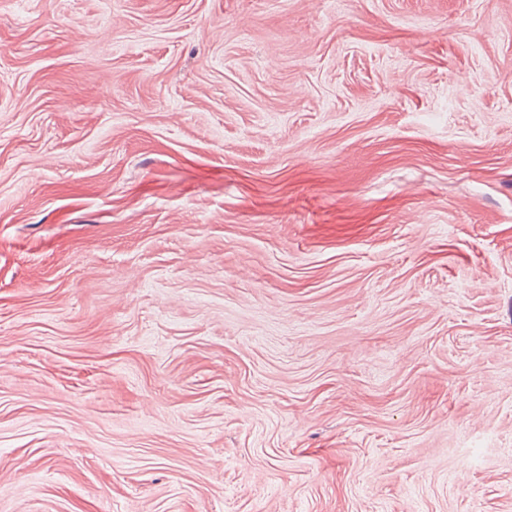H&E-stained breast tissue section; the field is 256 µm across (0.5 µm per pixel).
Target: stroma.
Here are the masks:
<instances>
[{"mask_svg": "<svg viewBox=\"0 0 512 512\" xmlns=\"http://www.w3.org/2000/svg\"><path fill=\"white\" fill-rule=\"evenodd\" d=\"M0 512H512V0H0Z\"/></svg>", "mask_w": 512, "mask_h": 512, "instance_id": "stroma-1", "label": "stroma"}]
</instances>
